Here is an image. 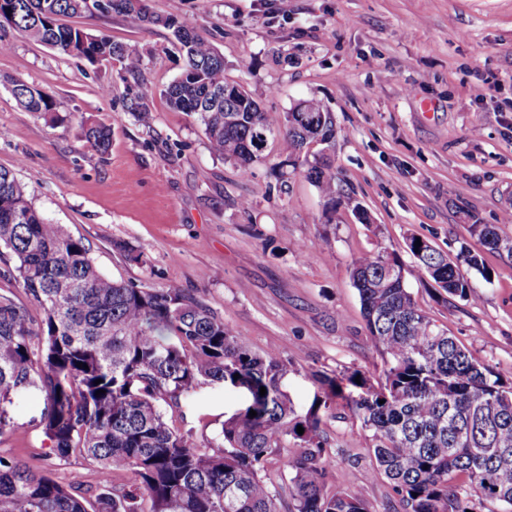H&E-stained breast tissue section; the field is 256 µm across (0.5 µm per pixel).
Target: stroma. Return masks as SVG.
<instances>
[{"label": "stroma", "instance_id": "35a3bbf8", "mask_svg": "<svg viewBox=\"0 0 512 512\" xmlns=\"http://www.w3.org/2000/svg\"><path fill=\"white\" fill-rule=\"evenodd\" d=\"M149 7L194 20L223 56L225 79L273 122L301 99L328 104L343 191L369 224L343 206L326 223L309 180L296 174L280 183L279 139L247 176L213 154L199 122L164 96L183 66L170 30L117 14L73 23L139 52L156 91L151 124L126 112L120 63L93 65L1 30L0 168L27 184L47 219L84 241L105 276L156 290L178 284L253 351L277 352L288 366L281 387L306 412L321 393L313 373L371 378L383 364L350 278L357 256L381 245L405 252L413 235L454 254L476 247L470 224H498L512 211V0H149ZM486 74L492 83H483ZM16 80L51 96L66 123L21 107ZM86 121L110 127L107 153L87 146ZM482 258L491 277L471 276L478 304L441 298L413 277L408 286L440 328L511 384L512 261L488 250ZM244 403L237 389L205 383L168 415L203 449ZM43 410L38 393L13 407L17 429L0 436V455L104 492L98 468L52 453ZM323 429L328 490L346 486L374 512H405L387 479L346 481L347 472L371 464L360 422L332 407Z\"/></svg>", "mask_w": 512, "mask_h": 512}]
</instances>
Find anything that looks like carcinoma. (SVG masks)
Masks as SVG:
<instances>
[{
	"mask_svg": "<svg viewBox=\"0 0 512 512\" xmlns=\"http://www.w3.org/2000/svg\"><path fill=\"white\" fill-rule=\"evenodd\" d=\"M110 12L172 30L183 68L164 95L173 108L195 116L214 154L250 174L277 135L285 152L279 176L303 173L324 198L325 214L336 213L342 194L332 110L305 100L319 118V145L311 150L290 113L276 127L251 96L224 100L230 85L224 58L193 21L156 15L148 0H0V29L92 64L118 61L135 84L126 111L145 121L155 91L141 75L140 55L62 22ZM12 92L28 111L57 120L54 100L40 89L16 81ZM85 137L96 150L109 149L106 126H89ZM470 232L480 246L512 259V236L500 227L475 222ZM417 240L406 242L411 266L381 247L357 257L351 272L369 338L383 358L380 380L355 372L320 375L323 396L300 415L280 391L287 365L279 354L254 352L177 285L155 290L106 277L82 239L47 220L27 186L0 168V257L10 260L0 277L26 297L0 294V435L14 428L10 408L35 389L46 402L42 425L56 456L81 458L109 480L119 471L132 473L149 512H278L276 487L262 471L279 448L289 449L291 512H372L356 494L326 490L320 411L339 400L370 432L373 463L364 479L387 478L405 512H471L476 501L512 512V386L439 328L406 286L413 273L474 304L479 296L468 273L488 280L491 272L467 246L452 257L424 238L417 247ZM81 362L88 369L78 367ZM204 381L240 386L247 395L224 420L212 454L176 430L165 410ZM459 474L464 487L454 484ZM0 512L141 510L136 494L121 484L90 499L0 457Z\"/></svg>",
	"mask_w": 512,
	"mask_h": 512,
	"instance_id": "1",
	"label": "carcinoma"
}]
</instances>
